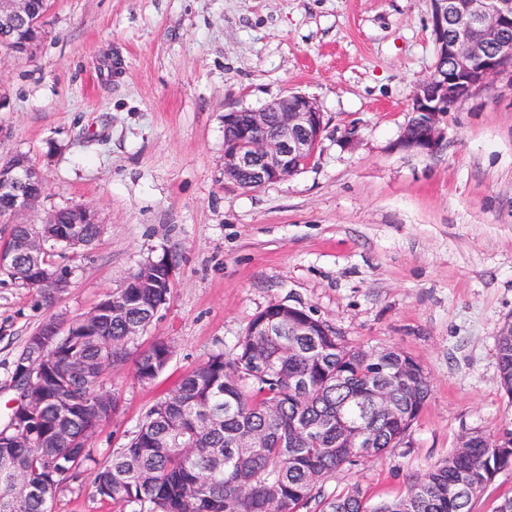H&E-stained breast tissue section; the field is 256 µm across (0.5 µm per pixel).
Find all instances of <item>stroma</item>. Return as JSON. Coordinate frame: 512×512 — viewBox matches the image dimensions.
<instances>
[{"mask_svg": "<svg viewBox=\"0 0 512 512\" xmlns=\"http://www.w3.org/2000/svg\"><path fill=\"white\" fill-rule=\"evenodd\" d=\"M33 57L0 56V158L27 155L47 192L28 217L77 203L105 230L58 249L72 268L54 305L0 272V423L14 360L49 316L75 320L147 260L174 280L147 332L173 357L150 384L108 370L118 408L93 436L97 462L190 370L232 353L273 304L300 306L350 345L395 347L431 381L405 445L348 467L324 494L371 505L404 495L465 433L512 429L495 336L512 320V66L448 112L431 154L394 149L416 81L436 62L430 0H54ZM288 93L324 132L284 182L224 179V114ZM91 472L51 512H120Z\"/></svg>", "mask_w": 512, "mask_h": 512, "instance_id": "1", "label": "stroma"}]
</instances>
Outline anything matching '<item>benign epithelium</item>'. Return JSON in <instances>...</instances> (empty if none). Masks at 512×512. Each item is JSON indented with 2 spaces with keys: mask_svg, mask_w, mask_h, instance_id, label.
Listing matches in <instances>:
<instances>
[{
  "mask_svg": "<svg viewBox=\"0 0 512 512\" xmlns=\"http://www.w3.org/2000/svg\"><path fill=\"white\" fill-rule=\"evenodd\" d=\"M432 31L437 48L435 66L420 80L413 91L411 116L394 144L395 149L417 153L435 152L444 137L442 127L446 109L469 96L478 86L501 73L506 56L498 50L502 36L512 31V0H430ZM42 10L34 11L31 0H0V50L20 57L35 54L43 38V19L50 0H41ZM278 114L270 122L269 113ZM324 130L323 115L317 103L298 93L276 98L260 109L248 110V130L237 144L224 150V178L238 183L247 180L259 189L285 181L301 170V163L311 159ZM45 192L42 175L24 154L15 155L13 163L0 167V207L21 215L30 211ZM93 224L97 235L103 225L97 210L87 204L69 208L68 222L59 233L70 247H86L80 225ZM42 225H58V212L47 216L42 224L21 236H9L0 246V271L11 279L36 288H50L62 295L70 284L71 272L50 262L45 256L46 238L36 232ZM275 326L290 336H313V319L306 309L278 305L274 308ZM112 312V294H107L88 314L81 317L86 331L96 327L101 316ZM72 329L55 317L40 326L30 337V358L20 370L16 410L22 418L37 416L42 402L33 394L40 384L41 354L58 344L61 332ZM111 365L103 357L94 361L75 360L74 374L94 375Z\"/></svg>",
  "mask_w": 512,
  "mask_h": 512,
  "instance_id": "7a95c632",
  "label": "benign epithelium"
}]
</instances>
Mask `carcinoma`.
Returning a JSON list of instances; mask_svg holds the SVG:
<instances>
[{
	"instance_id": "1",
	"label": "carcinoma",
	"mask_w": 512,
	"mask_h": 512,
	"mask_svg": "<svg viewBox=\"0 0 512 512\" xmlns=\"http://www.w3.org/2000/svg\"><path fill=\"white\" fill-rule=\"evenodd\" d=\"M134 289L137 305L112 292L118 314L100 324L101 338L84 327L44 355L53 367L41 394L49 399L31 430L0 425V512H50L57 490L90 460L84 431L116 410L115 394L103 377L70 375L62 391L56 376L70 359L93 360L102 340L112 342V367L129 356L130 325L147 331L151 310L168 288L143 264ZM262 316L232 355L211 356L182 378L179 396L158 401L127 445L94 475L95 492L130 512H474L498 473L512 469V429L498 436L474 432V448L456 451L430 467L405 495L369 505L359 489L333 496L323 483L346 465H356L393 448L424 410L430 397L428 375L396 348L353 347L327 327L328 336H252ZM500 385L512 402V335L496 336ZM155 360L136 359L139 380L154 381L168 366L172 346L162 339ZM389 387L400 417L371 406L372 391ZM374 438V453L342 448L346 427Z\"/></svg>"
}]
</instances>
